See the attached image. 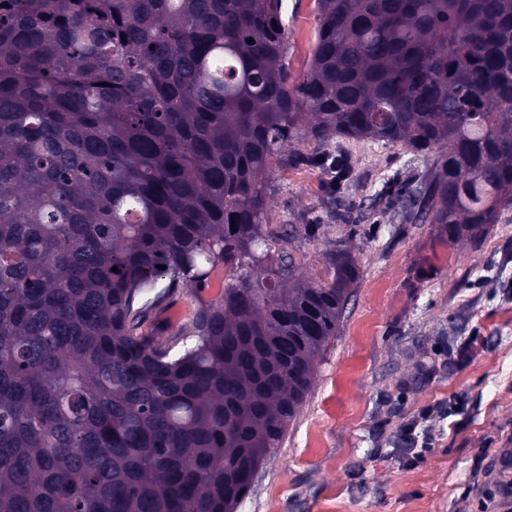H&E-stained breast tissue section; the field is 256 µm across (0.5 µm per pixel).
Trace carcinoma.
Listing matches in <instances>:
<instances>
[{"label":"carcinoma","mask_w":512,"mask_h":512,"mask_svg":"<svg viewBox=\"0 0 512 512\" xmlns=\"http://www.w3.org/2000/svg\"><path fill=\"white\" fill-rule=\"evenodd\" d=\"M282 8L0 0V512H235L358 277L270 260L300 142L426 157L405 216L451 237L512 203V0H316L298 80ZM222 294H224V267H218L212 272L205 288L195 290L187 285L176 288L164 302L166 309L161 319H169L173 325H176L201 302L215 300Z\"/></svg>","instance_id":"carcinoma-1"}]
</instances>
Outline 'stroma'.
I'll return each mask as SVG.
<instances>
[{"label":"stroma","mask_w":512,"mask_h":512,"mask_svg":"<svg viewBox=\"0 0 512 512\" xmlns=\"http://www.w3.org/2000/svg\"><path fill=\"white\" fill-rule=\"evenodd\" d=\"M294 78L315 39V0H286ZM270 179L266 231L304 281L325 279L333 250L357 268L336 336L314 363L310 392L280 448L260 466L236 512H512L483 503V486L512 482V206L478 240L405 223L383 193L422 178V155L374 140L305 141ZM348 155L338 188L312 159ZM224 292L165 301L178 322ZM458 399L457 415L448 402ZM416 425L430 451L407 454Z\"/></svg>","instance_id":"obj_1"}]
</instances>
